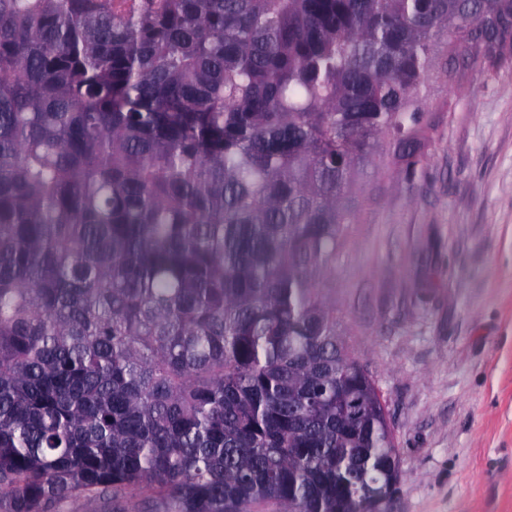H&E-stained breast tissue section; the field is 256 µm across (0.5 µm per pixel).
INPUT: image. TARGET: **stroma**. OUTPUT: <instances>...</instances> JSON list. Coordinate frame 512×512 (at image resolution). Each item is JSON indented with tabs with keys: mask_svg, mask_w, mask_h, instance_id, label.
Segmentation results:
<instances>
[{
	"mask_svg": "<svg viewBox=\"0 0 512 512\" xmlns=\"http://www.w3.org/2000/svg\"><path fill=\"white\" fill-rule=\"evenodd\" d=\"M413 182L387 179L328 295L386 406L387 512H512V53L467 70Z\"/></svg>",
	"mask_w": 512,
	"mask_h": 512,
	"instance_id": "obj_1",
	"label": "stroma"
}]
</instances>
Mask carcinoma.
Segmentation results:
<instances>
[{"instance_id":"cac0c4a2","label":"carcinoma","mask_w":512,"mask_h":512,"mask_svg":"<svg viewBox=\"0 0 512 512\" xmlns=\"http://www.w3.org/2000/svg\"><path fill=\"white\" fill-rule=\"evenodd\" d=\"M511 50L512 0H0V512H386L326 284Z\"/></svg>"}]
</instances>
